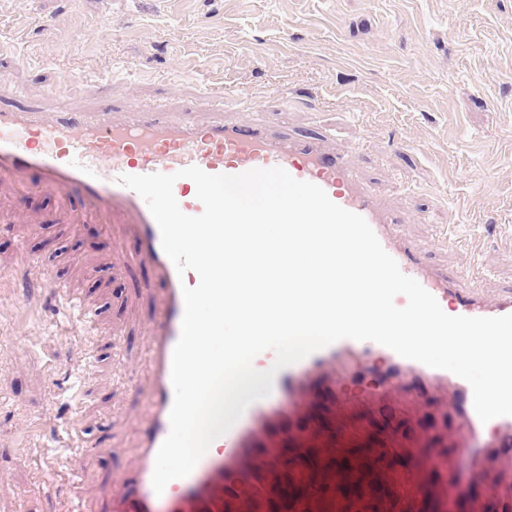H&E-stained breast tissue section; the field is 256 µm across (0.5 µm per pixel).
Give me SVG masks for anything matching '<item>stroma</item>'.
<instances>
[{
	"instance_id": "obj_1",
	"label": "stroma",
	"mask_w": 512,
	"mask_h": 512,
	"mask_svg": "<svg viewBox=\"0 0 512 512\" xmlns=\"http://www.w3.org/2000/svg\"><path fill=\"white\" fill-rule=\"evenodd\" d=\"M55 28H39L41 18ZM65 84L64 96L52 92ZM293 135L328 132L425 249L473 269L452 224L478 239L494 297L512 290V0H0V97L52 113L212 95L240 119V93ZM0 512H110L135 458L149 392L140 365L154 312L148 262L125 225L86 214L77 195L21 192L0 179ZM98 312L86 336L57 315L45 272ZM69 425L92 467L79 484L46 450Z\"/></svg>"
}]
</instances>
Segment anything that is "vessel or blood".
I'll return each instance as SVG.
<instances>
[{
    "mask_svg": "<svg viewBox=\"0 0 512 512\" xmlns=\"http://www.w3.org/2000/svg\"><path fill=\"white\" fill-rule=\"evenodd\" d=\"M211 101L199 98L196 107L171 118L163 106L141 104L124 110L105 106L94 112L62 111L46 117L32 103L0 104V176L25 181L37 173L38 189L69 194L79 191L88 209L130 225L137 238V257L147 259L157 285L156 311L150 324L148 374L151 393L147 413L138 432L137 455L126 476V498L122 512H152L164 503L166 512H224V494L234 491L240 473L234 457L247 451L256 433L275 437L278 433L277 404L288 412V432L299 448H320L322 465H301L302 481H313L315 501L322 512H400L408 485L405 464L386 457L390 448L409 447L437 476L453 471L467 473L468 486L480 485L483 449H492L512 461V416L484 422L473 405L471 385L450 371L429 367L404 358L373 341L342 339L301 361L279 370L271 394L252 403L223 437V452H206L193 471L170 481L156 493L152 477L157 452L170 431L174 402L171 366L184 315L183 286H196L194 271L178 275L165 254L159 227L146 201L120 184L122 175L170 174L195 165L210 174L236 175L255 168L280 167L292 177L321 187L329 198L368 222L384 250L401 271L416 279L451 316L498 317L512 314V291L496 298L485 297L477 280L434 270L423 260L416 241L398 233L393 219L360 183L347 156L326 149L320 135L289 137L277 133L252 113L253 99L239 96L245 119L201 121L199 109ZM174 195L188 215L202 213L196 186L187 178L176 181ZM62 308L90 327L92 318L65 289L47 280ZM373 377L392 389L394 400L418 396L430 406L434 392L449 394L444 411L450 425L451 447L433 453L427 438H412L410 432L394 429L374 432V422L351 412L348 387ZM328 396L336 407V422L322 429L308 415V405ZM84 437L74 428L63 427L57 446L73 470L89 465ZM468 486L444 490L434 485L433 495L445 512H457L460 500H468L470 512H512V499L499 488L468 496Z\"/></svg>",
    "mask_w": 512,
    "mask_h": 512,
    "instance_id": "1",
    "label": "vessel or blood"
}]
</instances>
